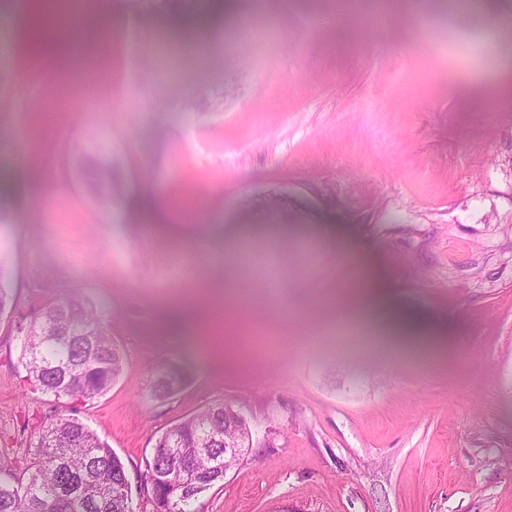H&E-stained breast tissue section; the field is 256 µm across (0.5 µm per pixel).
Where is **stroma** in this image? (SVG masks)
Masks as SVG:
<instances>
[{"label":"stroma","instance_id":"1","mask_svg":"<svg viewBox=\"0 0 512 512\" xmlns=\"http://www.w3.org/2000/svg\"><path fill=\"white\" fill-rule=\"evenodd\" d=\"M60 2L35 52L27 0H0L8 462L71 409L25 381L18 327L78 287L125 367L73 409L130 478L221 402L252 448L204 512H512V95L462 93L498 84L512 0L451 19L421 0L408 29L393 0H242L246 39L198 0ZM104 162L111 211L91 188ZM243 242L275 256L276 288L231 253ZM363 272L415 335L383 341L346 311ZM184 302L226 343L188 334ZM170 367L186 386L153 398Z\"/></svg>","mask_w":512,"mask_h":512}]
</instances>
